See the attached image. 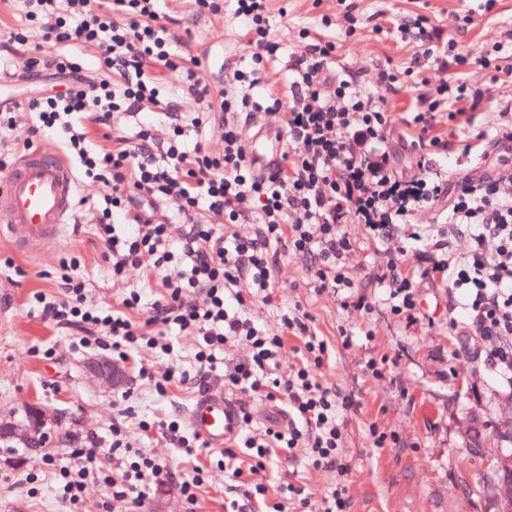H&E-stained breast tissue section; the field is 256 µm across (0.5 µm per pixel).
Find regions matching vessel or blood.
<instances>
[{
	"instance_id": "obj_1",
	"label": "vessel or blood",
	"mask_w": 512,
	"mask_h": 512,
	"mask_svg": "<svg viewBox=\"0 0 512 512\" xmlns=\"http://www.w3.org/2000/svg\"><path fill=\"white\" fill-rule=\"evenodd\" d=\"M75 179L60 155L34 149L0 180V215L17 244L35 247L54 241L74 208ZM188 424L209 447L220 448L238 431L235 403L223 391L200 395L188 412Z\"/></svg>"
}]
</instances>
